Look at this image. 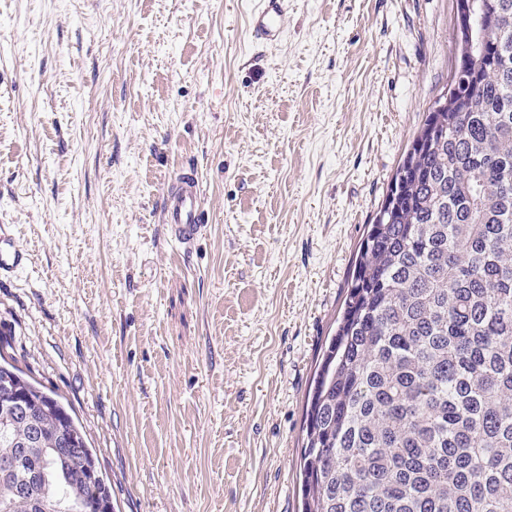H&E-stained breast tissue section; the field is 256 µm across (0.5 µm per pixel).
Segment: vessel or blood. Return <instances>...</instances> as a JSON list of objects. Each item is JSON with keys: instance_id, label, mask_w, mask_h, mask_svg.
<instances>
[{"instance_id": "1", "label": "vessel or blood", "mask_w": 512, "mask_h": 512, "mask_svg": "<svg viewBox=\"0 0 512 512\" xmlns=\"http://www.w3.org/2000/svg\"><path fill=\"white\" fill-rule=\"evenodd\" d=\"M288 14V0H256L252 12V31L264 42L277 40ZM162 220L171 241L191 247L198 239L204 222L201 187L194 168L182 169L162 201ZM29 261L27 253L13 240L0 238V275L8 276Z\"/></svg>"}]
</instances>
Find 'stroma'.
<instances>
[{
  "instance_id": "35a3bbf8",
  "label": "stroma",
  "mask_w": 512,
  "mask_h": 512,
  "mask_svg": "<svg viewBox=\"0 0 512 512\" xmlns=\"http://www.w3.org/2000/svg\"><path fill=\"white\" fill-rule=\"evenodd\" d=\"M0 0V358L83 426L117 512H301L308 393L433 100L454 0ZM194 164L207 224L161 201ZM288 14V0H257L252 12V31L263 42L277 40ZM161 211L171 241L185 249L191 247L197 241L205 219L200 180L194 168H185L178 173L163 197ZM28 254L20 249L12 239L0 238V275H12L27 265Z\"/></svg>"
}]
</instances>
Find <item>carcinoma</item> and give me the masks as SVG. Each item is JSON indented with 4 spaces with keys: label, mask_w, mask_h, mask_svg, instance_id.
<instances>
[{
    "label": "carcinoma",
    "mask_w": 512,
    "mask_h": 512,
    "mask_svg": "<svg viewBox=\"0 0 512 512\" xmlns=\"http://www.w3.org/2000/svg\"><path fill=\"white\" fill-rule=\"evenodd\" d=\"M493 2L360 242L311 384L302 512H512V0ZM2 383L33 423L0 403V512H115L88 445L50 452L85 436L66 407L13 366Z\"/></svg>",
    "instance_id": "1"
}]
</instances>
